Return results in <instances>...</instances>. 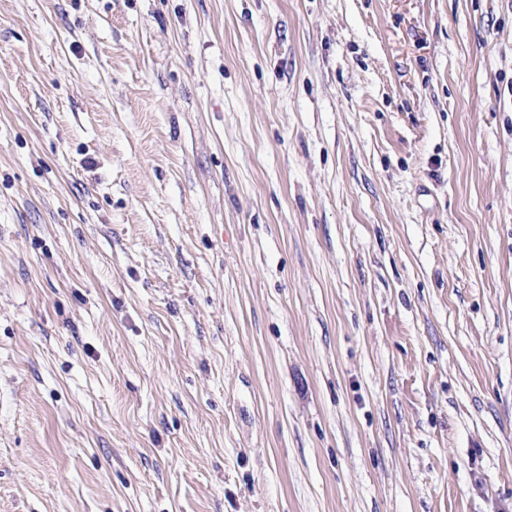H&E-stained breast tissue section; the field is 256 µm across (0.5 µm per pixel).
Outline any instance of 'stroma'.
I'll list each match as a JSON object with an SVG mask.
<instances>
[{
  "mask_svg": "<svg viewBox=\"0 0 512 512\" xmlns=\"http://www.w3.org/2000/svg\"><path fill=\"white\" fill-rule=\"evenodd\" d=\"M0 512H512V0H0Z\"/></svg>",
  "mask_w": 512,
  "mask_h": 512,
  "instance_id": "stroma-1",
  "label": "stroma"
}]
</instances>
